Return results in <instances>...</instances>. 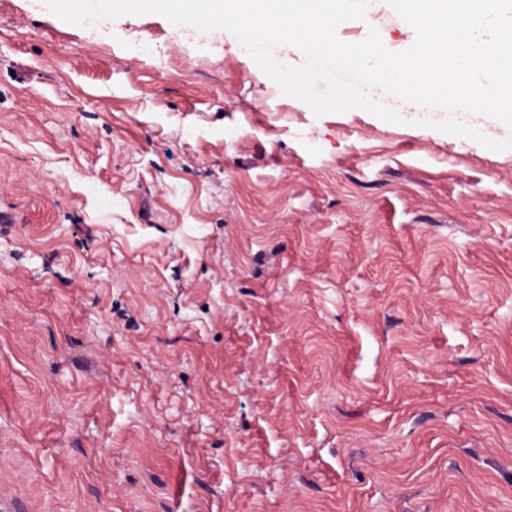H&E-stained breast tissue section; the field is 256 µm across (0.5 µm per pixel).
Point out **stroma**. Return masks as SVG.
I'll return each mask as SVG.
<instances>
[{
	"mask_svg": "<svg viewBox=\"0 0 512 512\" xmlns=\"http://www.w3.org/2000/svg\"><path fill=\"white\" fill-rule=\"evenodd\" d=\"M111 27L0 0V512H512V149Z\"/></svg>",
	"mask_w": 512,
	"mask_h": 512,
	"instance_id": "1",
	"label": "stroma"
}]
</instances>
